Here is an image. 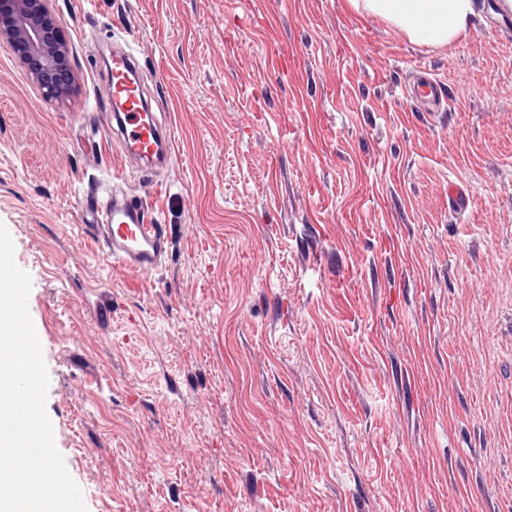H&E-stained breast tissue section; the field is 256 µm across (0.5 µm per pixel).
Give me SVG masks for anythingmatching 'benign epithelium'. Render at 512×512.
I'll list each match as a JSON object with an SVG mask.
<instances>
[{"label":"benign epithelium","mask_w":512,"mask_h":512,"mask_svg":"<svg viewBox=\"0 0 512 512\" xmlns=\"http://www.w3.org/2000/svg\"><path fill=\"white\" fill-rule=\"evenodd\" d=\"M50 0H0V42H7L19 64L45 98L62 100L76 91L69 46L55 23Z\"/></svg>","instance_id":"1"}]
</instances>
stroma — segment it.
Listing matches in <instances>:
<instances>
[{
    "label": "stroma",
    "mask_w": 512,
    "mask_h": 512,
    "mask_svg": "<svg viewBox=\"0 0 512 512\" xmlns=\"http://www.w3.org/2000/svg\"><path fill=\"white\" fill-rule=\"evenodd\" d=\"M493 2L430 46L347 0H53L64 101L0 44V222L88 512H512V16ZM116 46L170 126L149 174L105 129ZM420 71L443 115L407 94ZM115 175L167 227L152 273L80 225Z\"/></svg>",
    "instance_id": "obj_1"
}]
</instances>
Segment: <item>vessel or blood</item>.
Here are the masks:
<instances>
[{"label": "vessel or blood", "mask_w": 512, "mask_h": 512, "mask_svg": "<svg viewBox=\"0 0 512 512\" xmlns=\"http://www.w3.org/2000/svg\"><path fill=\"white\" fill-rule=\"evenodd\" d=\"M108 82L109 106L118 119L116 135L127 154L151 165L164 162L170 140L166 128L144 106L132 52L113 51ZM111 193L112 203L105 208L80 206V223L97 237L114 264L136 273L153 272L166 253L164 225L150 223L144 206L129 198L124 178L113 177Z\"/></svg>", "instance_id": "b4317fda"}]
</instances>
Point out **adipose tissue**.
Instances as JSON below:
<instances>
[{"label": "adipose tissue", "mask_w": 512, "mask_h": 512, "mask_svg": "<svg viewBox=\"0 0 512 512\" xmlns=\"http://www.w3.org/2000/svg\"><path fill=\"white\" fill-rule=\"evenodd\" d=\"M358 14L382 18L415 42L443 46L469 34L472 0H348Z\"/></svg>", "instance_id": "ef3b65f1"}]
</instances>
